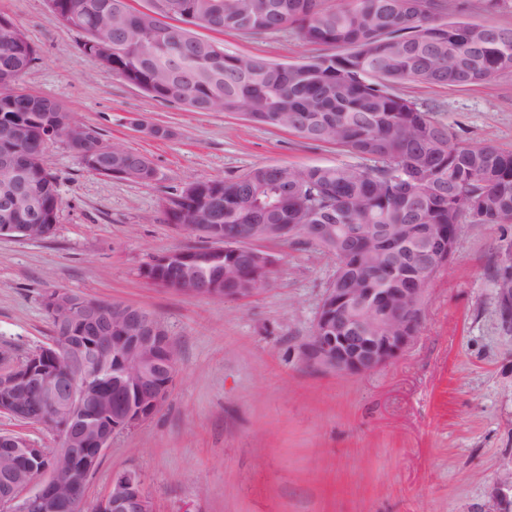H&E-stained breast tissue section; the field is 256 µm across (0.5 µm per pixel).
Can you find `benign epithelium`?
<instances>
[{
	"instance_id": "obj_1",
	"label": "benign epithelium",
	"mask_w": 512,
	"mask_h": 512,
	"mask_svg": "<svg viewBox=\"0 0 512 512\" xmlns=\"http://www.w3.org/2000/svg\"><path fill=\"white\" fill-rule=\"evenodd\" d=\"M74 125L50 130L44 147L57 141L73 142ZM81 163L109 177L122 176L112 169V145L89 137L78 154ZM30 205L26 194L6 193L0 204V236L41 239L54 230L52 224H13V214ZM177 229L205 237L212 251L224 252L227 238L218 231L197 224H179ZM287 231L281 224H260L247 238L237 239L232 247L258 265L262 276L255 277L250 288H236L224 295L221 283H212L206 293L196 288L184 292L226 301H241L263 290L278 263L275 254L258 247L276 240ZM419 288H328L316 314L311 336L302 348V362L308 368L328 374L356 375L373 372L389 364L415 341L421 327L430 271L419 272ZM45 310L53 317L59 341H52L15 359L0 350V414L26 424H41V414L31 410L19 397L21 388L35 389L63 419L60 445L54 450V463L43 465L39 476L29 471L40 461L38 449L29 440L11 432H0L3 451L14 459L0 472L6 494L0 497V512H54L55 500L66 495L77 512L87 505L93 512H155L154 502L145 492L140 476L133 471L115 475L108 493L93 502L88 500V476L99 457L109 448L112 436L149 419L166 402L176 354L162 322L146 310L130 304L107 303L50 288L42 297ZM119 338L120 374L135 400L112 398L88 370L74 376L58 374L51 364L62 352L86 353L85 339L91 336ZM500 508L512 512V468L497 481Z\"/></svg>"
}]
</instances>
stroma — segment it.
I'll list each match as a JSON object with an SVG mask.
<instances>
[{
	"label": "stroma",
	"instance_id": "35a3bbf8",
	"mask_svg": "<svg viewBox=\"0 0 512 512\" xmlns=\"http://www.w3.org/2000/svg\"><path fill=\"white\" fill-rule=\"evenodd\" d=\"M37 47L19 81L57 100L108 143L147 155L151 183L86 169L65 142L44 163L62 200L53 234L0 237V348L21 357L48 343L50 288L145 308L177 350L168 400L117 432L89 482L104 496L115 474H140L156 512H497L496 481L512 468V331L493 270L512 224H461L455 252L432 278L414 343L368 374L308 369L310 336L335 256L268 243L280 263L255 297L224 301L163 290L140 274L152 257L196 245L164 223L165 200L198 178L229 179L259 165H333L351 155L227 112L159 102L79 48L82 36L45 0H0ZM226 52L301 61L294 30L263 37L206 31ZM458 140L512 151V75L466 87L406 84ZM140 116L171 135L153 139Z\"/></svg>",
	"mask_w": 512,
	"mask_h": 512
}]
</instances>
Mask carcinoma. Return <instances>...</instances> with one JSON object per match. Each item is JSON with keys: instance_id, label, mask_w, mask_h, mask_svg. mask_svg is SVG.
I'll return each instance as SVG.
<instances>
[{"instance_id": "cac0c4a2", "label": "carcinoma", "mask_w": 512, "mask_h": 512, "mask_svg": "<svg viewBox=\"0 0 512 512\" xmlns=\"http://www.w3.org/2000/svg\"><path fill=\"white\" fill-rule=\"evenodd\" d=\"M154 14L125 0H49L64 24L79 18L81 51L94 56L98 38L112 35L104 68L155 100L194 112L242 114L310 143H332L360 159L336 165H261L232 179H196L168 198L167 224H219L224 236L255 224H294L292 240L338 258L331 288H415L417 267L442 259L418 255L430 231L451 245L458 224L512 223V151L454 139L429 111L397 92L400 85L468 86L512 74V27L489 37L484 27L448 17V0H154ZM174 10L203 18L208 28L264 36L288 28L313 52L297 63L237 55L192 28L164 24ZM37 50L23 29L0 15V155L19 160L13 175L29 186L33 206L58 219L57 178L44 168L43 138L68 121L63 106L13 94ZM112 166L126 179L150 183L151 160L112 145ZM410 225L405 243L372 242L368 229ZM200 278H233L244 288L252 264L234 254L201 253ZM148 276L156 268L146 264ZM166 287H185L160 268ZM512 286L500 259L495 288Z\"/></svg>"}]
</instances>
